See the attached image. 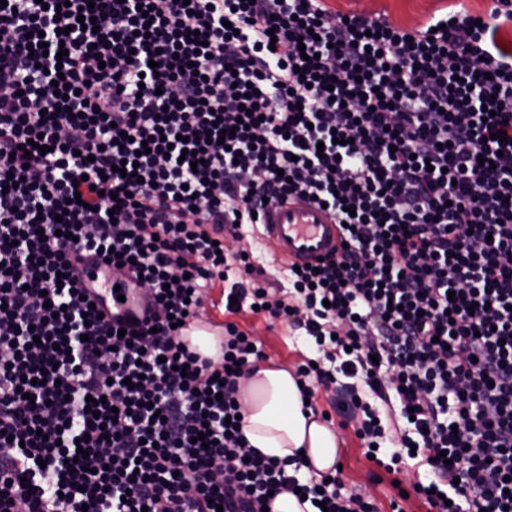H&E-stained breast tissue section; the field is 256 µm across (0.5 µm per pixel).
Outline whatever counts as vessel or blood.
<instances>
[{"label":"vessel or blood","mask_w":512,"mask_h":512,"mask_svg":"<svg viewBox=\"0 0 512 512\" xmlns=\"http://www.w3.org/2000/svg\"><path fill=\"white\" fill-rule=\"evenodd\" d=\"M263 237L289 263H317L339 252L342 233L333 216L317 204L293 198L271 207L264 217Z\"/></svg>","instance_id":"b4317fda"}]
</instances>
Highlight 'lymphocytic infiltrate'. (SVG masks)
Here are the masks:
<instances>
[{
  "instance_id": "lymphocytic-infiltrate-1",
  "label": "lymphocytic infiltrate",
  "mask_w": 512,
  "mask_h": 512,
  "mask_svg": "<svg viewBox=\"0 0 512 512\" xmlns=\"http://www.w3.org/2000/svg\"><path fill=\"white\" fill-rule=\"evenodd\" d=\"M294 197L346 246L276 298L227 241ZM77 252L144 316L90 307ZM216 281L313 340L301 392L369 461L415 458L435 512H512V0L425 29L324 0H0V512H377L250 452L260 346L230 322L214 361L179 329ZM271 509L273 512H314L316 510L308 500L300 505L295 494L287 491L275 497Z\"/></svg>"
}]
</instances>
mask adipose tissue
Here are the masks:
<instances>
[{
	"instance_id": "ef3b65f1",
	"label": "adipose tissue",
	"mask_w": 512,
	"mask_h": 512,
	"mask_svg": "<svg viewBox=\"0 0 512 512\" xmlns=\"http://www.w3.org/2000/svg\"><path fill=\"white\" fill-rule=\"evenodd\" d=\"M249 448L286 460L303 450L299 475L334 471L337 437L333 429L303 409L296 377L287 368L260 361L251 366L238 394Z\"/></svg>"
}]
</instances>
